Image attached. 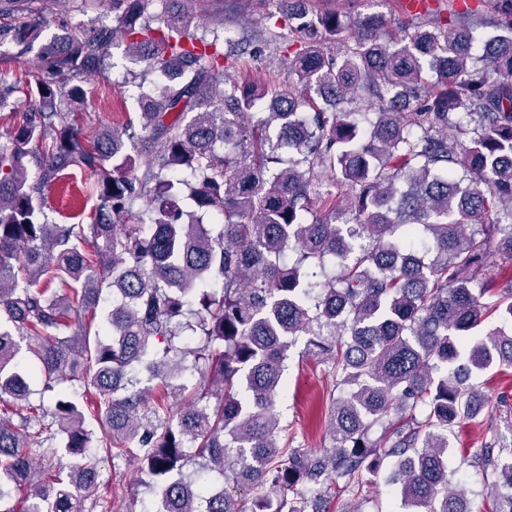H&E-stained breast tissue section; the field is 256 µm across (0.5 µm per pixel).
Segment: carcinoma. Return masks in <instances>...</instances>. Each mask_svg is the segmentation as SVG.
<instances>
[{
	"label": "carcinoma",
	"mask_w": 512,
	"mask_h": 512,
	"mask_svg": "<svg viewBox=\"0 0 512 512\" xmlns=\"http://www.w3.org/2000/svg\"><path fill=\"white\" fill-rule=\"evenodd\" d=\"M58 2L0 0L4 53L37 51L25 76L0 73V110L14 109L0 135V504L26 489L0 512H76L100 484L84 408L60 391L30 404L21 340L45 390L82 383L105 453L137 461L159 512H306L302 495L274 505L226 485L313 491L388 461L405 512H469L449 436L480 414L471 375L512 368V280L487 263L512 261V0L353 18L275 0V37L296 47L283 84L226 79L224 41L189 32L223 0H68L112 23L38 46ZM477 24L494 29L481 47ZM118 41L165 79L139 100L149 136L128 123L86 138L77 106ZM72 167L99 204L87 224H52L46 189ZM301 337L349 388L322 453L281 442ZM140 366L190 392L182 412L137 387ZM186 372L192 391L171 382ZM484 463L494 512H512V446Z\"/></svg>",
	"instance_id": "1"
}]
</instances>
